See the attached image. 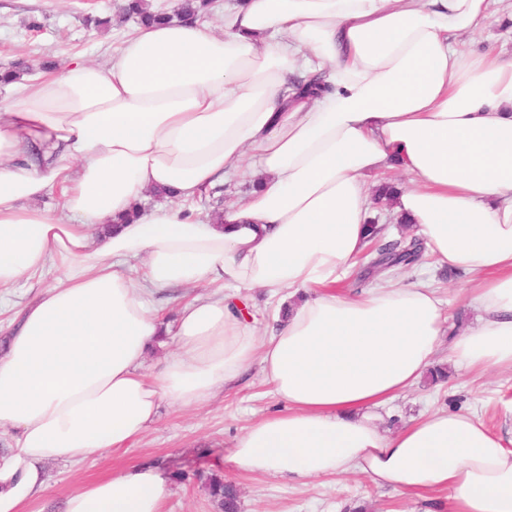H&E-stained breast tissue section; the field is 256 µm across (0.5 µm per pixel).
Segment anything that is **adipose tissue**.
I'll list each match as a JSON object with an SVG mask.
<instances>
[{
  "label": "adipose tissue",
  "instance_id": "1",
  "mask_svg": "<svg viewBox=\"0 0 512 512\" xmlns=\"http://www.w3.org/2000/svg\"><path fill=\"white\" fill-rule=\"evenodd\" d=\"M492 0H229L224 31L138 25L107 65L15 81L0 107V288L60 270L16 316L0 356V512L47 489V462L130 448L161 404L189 408L252 364L285 411L235 441L234 466L308 479L365 474L445 490L451 512H512V448L466 411L385 433L379 411L433 364L512 369V61L463 52ZM332 92L295 97L293 72ZM409 177L391 212L437 263L467 272L473 325L446 336L424 285L336 291L373 230L369 179ZM253 190L219 217L186 203L224 182ZM172 202L139 206L146 190ZM59 191L51 213L35 201ZM207 285L175 323L147 292ZM261 288L270 333L233 311ZM174 339L160 369L148 351ZM151 467L75 486L64 512H163Z\"/></svg>",
  "mask_w": 512,
  "mask_h": 512
}]
</instances>
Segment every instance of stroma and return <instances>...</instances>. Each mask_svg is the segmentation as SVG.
I'll list each match as a JSON object with an SVG mask.
<instances>
[{
  "label": "stroma",
  "mask_w": 512,
  "mask_h": 512,
  "mask_svg": "<svg viewBox=\"0 0 512 512\" xmlns=\"http://www.w3.org/2000/svg\"><path fill=\"white\" fill-rule=\"evenodd\" d=\"M123 5L124 0H0V66L17 65L20 76L41 80L48 75L43 68L48 61L59 72L76 60L106 64L134 28ZM491 10L487 23L459 34L457 42L467 52L512 59V0H496ZM103 18L108 26H100ZM398 279L438 289L446 301L449 332L474 322L476 312L465 303L470 286L466 273L436 266L427 254ZM435 363L446 368L447 384L435 386L425 377L409 387L384 407L386 429L434 410H461L474 412L492 432L512 439L511 370L470 372L450 363L444 346ZM281 408L259 366H252L238 385L201 406L162 405L157 424L131 448L74 465L47 463L48 488L25 512H64L65 498L77 483L112 475L131 463L149 465L165 479V512H217L205 484L212 474L236 486L240 512H347L359 505L364 512H448L444 491L416 496L375 486L360 474L287 481L235 468L229 457L236 438L249 424Z\"/></svg>",
  "instance_id": "obj_1"
}]
</instances>
